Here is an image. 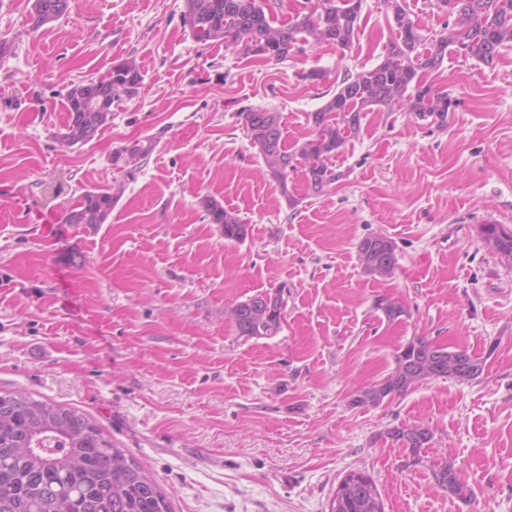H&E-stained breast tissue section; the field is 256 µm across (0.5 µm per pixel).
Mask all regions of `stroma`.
<instances>
[{
  "instance_id": "stroma-1",
  "label": "stroma",
  "mask_w": 512,
  "mask_h": 512,
  "mask_svg": "<svg viewBox=\"0 0 512 512\" xmlns=\"http://www.w3.org/2000/svg\"><path fill=\"white\" fill-rule=\"evenodd\" d=\"M184 0H71L30 31L27 0H0V391L76 409L141 465L173 512H329L361 470L386 512H512V257L481 234L512 229V47L485 66L448 54L430 79L456 106L443 123L398 105L364 113L315 196L288 205L241 114L280 112L287 145L311 139L327 90L375 66L391 36L363 0L350 50L282 62L201 43ZM136 58L138 97L84 146L55 140L66 85ZM323 74L306 80L309 71ZM153 149L134 175L118 149ZM111 188L108 221L66 224L70 200ZM212 196L248 228L225 239ZM396 245L393 277L366 275L360 241ZM283 289L281 331L238 335L228 303ZM406 310L386 320L375 305ZM417 336L484 360L468 382L431 379L357 404ZM417 424L419 456L392 440ZM448 460L472 492L434 478ZM388 435L399 442L413 456H418L423 448H428L432 439L430 431L420 425L395 427Z\"/></svg>"
}]
</instances>
